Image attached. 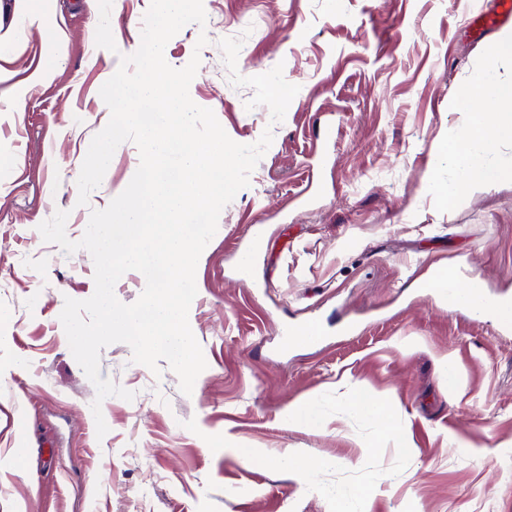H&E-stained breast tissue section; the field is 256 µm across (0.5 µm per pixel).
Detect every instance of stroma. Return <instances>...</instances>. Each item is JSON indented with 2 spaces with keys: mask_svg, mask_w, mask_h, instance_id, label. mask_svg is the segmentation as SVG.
<instances>
[{
  "mask_svg": "<svg viewBox=\"0 0 512 512\" xmlns=\"http://www.w3.org/2000/svg\"><path fill=\"white\" fill-rule=\"evenodd\" d=\"M474 0H203L205 25L166 45L228 136L273 142L220 213L196 268L188 314L207 367L183 394L167 361L100 351V376L134 391L101 406L59 319L95 290L86 250L65 254L39 225L68 212L79 240L139 164L116 149L79 205L77 179L110 119L100 96L141 42L150 0H113L116 51L97 47L98 0H43L53 45L0 0V512H512V321L449 309L425 275L480 278L512 301V183L443 205L448 161L433 145L462 123L451 92L487 74L470 36ZM204 47H197L200 35ZM244 36L245 77L282 66L298 85L285 118L246 109L219 46ZM21 111H13L14 98ZM317 327L289 341L286 328ZM390 405L408 445L351 407L357 390ZM316 399L310 428L288 407ZM25 446L22 467L13 450ZM258 460L241 456V449ZM298 452L328 469L285 475Z\"/></svg>",
  "mask_w": 512,
  "mask_h": 512,
  "instance_id": "35a3bbf8",
  "label": "stroma"
}]
</instances>
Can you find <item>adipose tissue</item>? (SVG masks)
Masks as SVG:
<instances>
[{"instance_id":"obj_1","label":"adipose tissue","mask_w":512,"mask_h":512,"mask_svg":"<svg viewBox=\"0 0 512 512\" xmlns=\"http://www.w3.org/2000/svg\"><path fill=\"white\" fill-rule=\"evenodd\" d=\"M451 98L455 107L467 111L468 121L434 146L435 153L448 157L454 166L453 178L440 186L445 203L484 192L512 177L511 169L488 161L500 145L512 144V82L490 76L478 84L457 85Z\"/></svg>"}]
</instances>
